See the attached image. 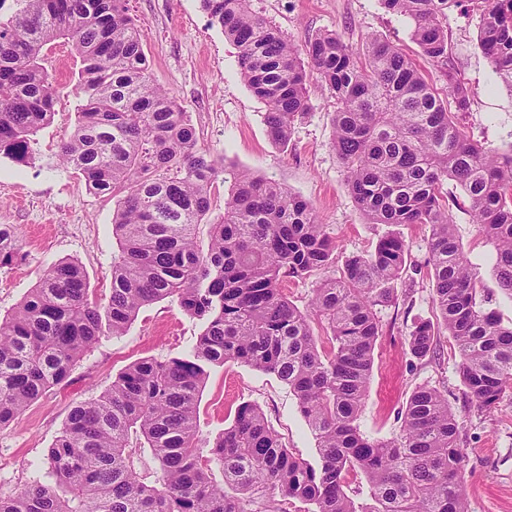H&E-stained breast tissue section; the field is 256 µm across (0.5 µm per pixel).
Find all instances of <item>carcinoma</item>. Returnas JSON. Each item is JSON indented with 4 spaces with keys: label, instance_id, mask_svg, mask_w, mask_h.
I'll return each mask as SVG.
<instances>
[{
    "label": "carcinoma",
    "instance_id": "obj_1",
    "mask_svg": "<svg viewBox=\"0 0 512 512\" xmlns=\"http://www.w3.org/2000/svg\"><path fill=\"white\" fill-rule=\"evenodd\" d=\"M237 49L250 91L266 105L272 142L285 147L308 110L305 65L336 101L332 147L350 193L387 231L369 252L349 256L296 306L282 279L332 263L334 241L313 208L276 182L233 174L224 212L211 219V190L224 162L198 152L196 131L176 98L149 73L139 25L126 0H21L0 22V156L25 162L54 117L58 87L47 66L59 41L79 59L74 131L59 157L88 191L119 198L106 301L89 291L83 267L54 265L0 320V429L66 380L105 336H123L139 310L173 298L204 329L188 350L130 364L98 397L74 406L48 450L54 482L35 479L0 494V512H468L465 456L448 398L417 387L391 439L360 431L358 419L379 336L377 309L395 302L407 249L395 227L429 229L427 267L436 322L408 333L410 355L437 354L448 332L471 404L493 411L512 386V326L485 307L474 268L448 220V182L470 202L472 223L494 245V272L512 296V145L466 137L448 111L469 109L471 89L448 57V11L479 12L478 42L512 87V0H381L408 18L422 54L444 70L443 99L397 45L374 36L360 59L332 31L304 49L256 13L251 0H200ZM210 225L207 244L196 228ZM20 255L13 226L0 225V268ZM233 361L277 376L295 396L319 462L295 456L254 403L205 449L197 408L209 371ZM158 462L144 481L131 438ZM222 480H217L213 468ZM366 479V498L347 492Z\"/></svg>",
    "mask_w": 512,
    "mask_h": 512
}]
</instances>
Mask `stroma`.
Wrapping results in <instances>:
<instances>
[{"label": "stroma", "instance_id": "35a3bbf8", "mask_svg": "<svg viewBox=\"0 0 512 512\" xmlns=\"http://www.w3.org/2000/svg\"><path fill=\"white\" fill-rule=\"evenodd\" d=\"M296 47L333 31L355 53L377 35L402 48L426 81L445 91L441 69L422 55L411 38L409 19L387 12L381 0H252ZM152 78L176 96L196 130L197 149L223 159L227 170L247 169L265 176L308 202L336 241L328 269L304 279L287 278L285 294L306 307L313 288L332 276L354 253L373 250L385 228L369 223L355 203L346 172L331 143L335 110L316 72L307 77L308 110L296 121L288 147L274 145L266 131L265 104L240 74L237 51L210 25L200 0H129ZM479 16L467 7L448 14V52L458 77L473 91L468 111L457 113L463 133L492 148L512 144V88L495 73L478 46ZM78 59L71 47L55 44L51 71L59 93L54 119L42 129L34 152L19 163L0 156V224L14 225L20 257L0 268V319L9 315L55 263L73 260L86 271L98 297L109 293L115 200L86 190L72 169L58 160L59 144L78 119L71 92ZM469 201L456 184L448 186V216L463 251L478 273L486 306L503 325L512 324V299L493 276L495 251L468 212ZM408 262L396 284L397 300L378 309L381 326L367 397L358 420L375 439L399 434L412 391L431 385L448 397L466 456L463 493L469 512H512V389L497 408L481 414L471 405L459 376V359L448 334H440L435 358L413 359L406 344L412 324L435 320L434 291L427 276L428 230L401 227ZM204 328L179 304L165 299L142 308L123 336L103 338L61 384L47 391L9 427L0 429V493L9 494L33 479L50 482L47 450L61 432L70 409L98 396L131 363L165 358L189 349ZM260 406L283 444L297 457L316 461L315 439L292 393L275 375L228 363L212 368L199 400V439L212 443L233 420L239 404Z\"/></svg>", "mask_w": 512, "mask_h": 512}]
</instances>
